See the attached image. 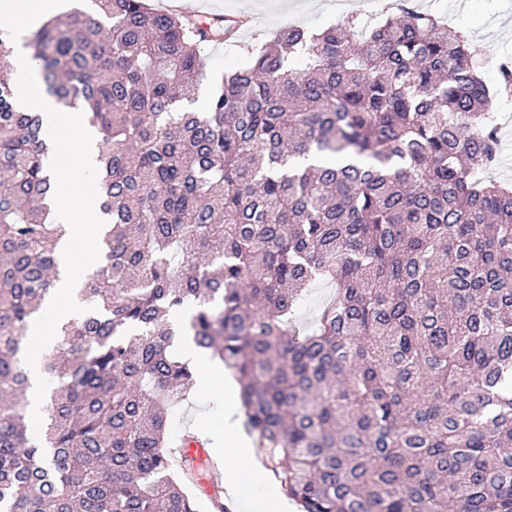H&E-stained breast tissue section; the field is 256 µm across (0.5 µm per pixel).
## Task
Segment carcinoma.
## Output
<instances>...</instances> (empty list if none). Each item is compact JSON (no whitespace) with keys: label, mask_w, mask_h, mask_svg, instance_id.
Masks as SVG:
<instances>
[{"label":"carcinoma","mask_w":512,"mask_h":512,"mask_svg":"<svg viewBox=\"0 0 512 512\" xmlns=\"http://www.w3.org/2000/svg\"><path fill=\"white\" fill-rule=\"evenodd\" d=\"M147 0H90L28 37L50 94L98 134L103 259L90 311L20 397L26 331L64 234L43 117L0 31V512H199L165 449L194 385L181 333L240 383L245 427L300 512H512V183L482 50L399 0L365 29L289 25L224 71L225 41ZM336 296L296 326L316 281ZM500 136L502 145L500 161L488 176L499 181L512 182V121L502 125Z\"/></svg>","instance_id":"1"}]
</instances>
